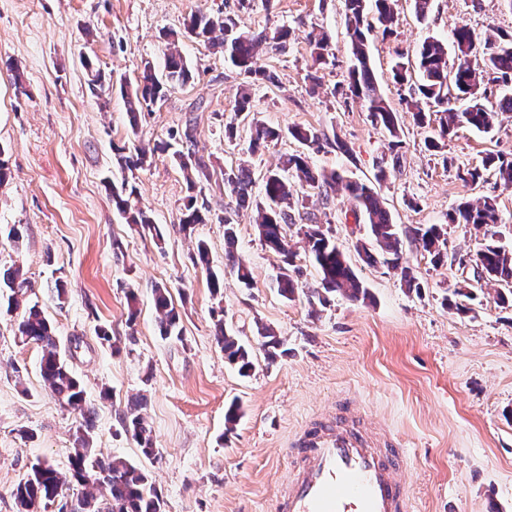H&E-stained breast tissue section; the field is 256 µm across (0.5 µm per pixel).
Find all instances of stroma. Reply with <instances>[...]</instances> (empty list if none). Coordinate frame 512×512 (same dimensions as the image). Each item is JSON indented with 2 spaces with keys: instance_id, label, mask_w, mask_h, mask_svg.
Returning <instances> with one entry per match:
<instances>
[{
  "instance_id": "35a3bbf8",
  "label": "stroma",
  "mask_w": 512,
  "mask_h": 512,
  "mask_svg": "<svg viewBox=\"0 0 512 512\" xmlns=\"http://www.w3.org/2000/svg\"><path fill=\"white\" fill-rule=\"evenodd\" d=\"M198 11L230 15L244 30L288 27L286 50L259 60L276 83L240 74L219 48L186 38L180 49L193 80L130 124L120 85L135 83L147 61L164 72L165 31ZM396 11L392 34H371L369 54L380 92L401 116L397 140L372 124L347 88L352 53L344 0H252L247 7L240 0H0V155L12 172L0 185V267L22 269L31 285L28 303L39 304L54 323L61 353L96 403L99 456L123 457L149 471L166 512H275L292 440L314 414L340 403L400 438L415 512H512V307L497 304L495 285L473 278L467 260L477 248L475 231L449 221L461 201L496 197L497 229L512 244V188L474 187L459 177L488 154L512 155V112L489 134L459 128L432 153L406 104L410 88L393 74L402 62L417 76L423 40L449 41L456 25L482 39L512 32V10L503 0H434L422 20L412 0H397ZM88 26L95 33L90 40ZM314 28L331 37L329 62L315 84L306 77ZM92 66L112 75V89L98 98L88 90ZM243 88L255 120L318 131L323 144L310 150L311 167L362 181L385 171L378 191L395 223L445 225L444 264L433 267L420 248L405 243L402 263L418 283L407 289L400 271L358 256L355 244L369 233L344 192L327 202L312 195L292 207L287 235L298 289L294 298L282 297L275 287L280 260L258 235L254 207H237L221 178L243 159L261 180L298 144L286 136L251 155L247 133L225 139ZM189 117L209 180L189 188L166 153L146 168L118 169L117 148L169 140ZM336 137L350 154L331 146ZM124 180L151 211L160 237L126 223L113 205L110 185ZM191 197L209 221L188 234L180 218ZM227 211L235 221V252L252 276L248 287L225 265L220 218ZM304 224L330 231L368 298L310 305L318 275L306 254ZM13 227L19 240L8 237ZM200 241L209 248L206 269L192 260ZM212 271L224 279L217 295L209 286ZM59 280L67 290L61 300ZM158 283L170 287L182 313L181 339L158 333L152 295ZM460 286L473 294L464 313L444 301ZM22 316L0 295V512H17L10 491L31 464L45 460L68 470L79 425L42 382L39 350L17 336ZM219 320L254 347L248 376L225 363L215 340ZM263 325L288 350L272 363L257 347ZM101 327L109 340L99 338ZM135 400L152 427L158 455L151 460L121 427ZM234 401L241 417L229 430L224 409Z\"/></svg>"
}]
</instances>
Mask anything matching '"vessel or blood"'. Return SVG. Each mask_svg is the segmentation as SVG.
Masks as SVG:
<instances>
[{
    "label": "vessel or blood",
    "instance_id": "b4317fda",
    "mask_svg": "<svg viewBox=\"0 0 512 512\" xmlns=\"http://www.w3.org/2000/svg\"><path fill=\"white\" fill-rule=\"evenodd\" d=\"M293 468L275 512H414L407 451L340 411L313 419L290 450Z\"/></svg>",
    "mask_w": 512,
    "mask_h": 512
}]
</instances>
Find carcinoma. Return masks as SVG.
Here are the masks:
<instances>
[{"mask_svg": "<svg viewBox=\"0 0 512 512\" xmlns=\"http://www.w3.org/2000/svg\"><path fill=\"white\" fill-rule=\"evenodd\" d=\"M395 0H345V24L352 46L353 61L348 71V90L351 95L362 100L369 112V118L395 138L401 130L398 113L394 112L387 100L378 92L370 66V56L366 32L372 28L368 11H374L376 22L387 31L397 22L394 10ZM221 34L218 46L224 53V61L239 69L245 75L257 80L274 81L272 75L258 65L260 53L266 48L282 51L286 48L288 30L280 29L273 33L240 29L236 22L221 14L210 15L193 13L185 19L183 28L169 30L166 37H194L205 42L212 40L215 33ZM469 42L475 44V52L482 54L483 67L476 69L471 60L456 58L453 77H448V46L435 38L423 41L419 50L418 68L420 82L414 89L419 97L440 108L443 118L439 129L425 138L430 150L442 148L457 128L469 127L479 132L490 133L497 126L498 115L512 112V92L500 98L497 109L488 108L484 102L481 86L489 81L508 84L512 82V33L500 34L496 39L478 42L474 32L465 24L452 31L451 44ZM310 58L312 64L307 79L318 81L316 70L328 63L329 37L324 33L310 36ZM192 78L185 58L176 50L170 52L165 73L157 74L150 63L143 65L141 75L135 83L121 88L122 97L127 103L130 123L136 124L137 113L143 107L156 105L166 100L170 89L187 84ZM466 99L468 106L462 110L455 102ZM195 127L185 125L179 133L181 149L173 152L179 168L186 173L190 189H195L197 179L207 177L208 166L195 152ZM288 135L303 146L320 143V135L309 128L293 126ZM282 138L278 128L252 122L249 125L248 150L255 154L270 143ZM171 148L168 142H159L151 147L135 145L122 152L116 159L122 170L143 169L150 165L158 152ZM296 174L300 184L290 179ZM494 178L495 183L512 187V157L500 153L487 155L480 168H468L461 179L476 184L484 175ZM224 188L235 199L236 205L245 207L255 203L256 226L261 241L272 252L280 256L282 265L276 284L280 295L291 298L295 292V281L291 275L295 253L283 234L284 226L294 223L288 205L295 195L310 190L323 200L330 199V193L341 189L351 200L355 211L359 212L369 226L373 247L359 242L355 245L358 253L364 255L367 264L378 263L393 269L399 267L403 255V238L407 237L430 256L434 265L444 262L447 253V239L443 226L439 224H418L400 233L399 225L392 219L390 210L381 199L372 182L350 181L336 170L313 169L308 156L303 152L286 155L281 165L269 169L262 177L261 198L253 199V179L244 166L224 169ZM112 200L128 224H138L143 230L161 236L153 218L144 208L131 204L135 187L126 183L112 185ZM206 222L205 215L195 207L194 197H189L181 218L183 231H191L196 224ZM225 257L231 269L235 270L241 283L248 286L251 276L248 270L236 262L234 255L235 228L232 219L224 217ZM453 224H465L483 232V242L479 243L473 258L474 277L477 280L499 285L497 299L501 305L512 304V248L496 239L497 224L500 223L496 199L484 197L476 202L464 201L450 215ZM308 252L318 271L319 287L312 289L311 297L325 304L329 297L339 294L357 300L368 293L363 281L358 277L346 253L336 244V239L319 224H306L302 228ZM9 290V304L19 306V297L26 294L29 285L22 277L20 269L10 267L0 270V289ZM154 301L160 313L158 328L165 339H181L182 316L174 306L168 287L157 284L153 287ZM21 340L41 350L40 375L53 393L81 422L74 435V452L70 466L63 473L47 461L32 465L26 477L12 490L17 512H40L43 505L53 498L67 497V490L74 485L83 486L87 491L77 497L74 512H166V502L151 480L150 475L138 465L121 458L101 459L93 447V433L97 409L86 398L80 381L74 376L68 362L58 350L54 330L40 309L34 303L28 306L17 325ZM261 347L268 359L285 354L282 342L267 328L259 331ZM216 340L224 353V359L238 366L243 375L252 370L250 349L218 323ZM122 425L137 443L140 453L147 457L156 455L151 429L146 417L133 408L122 417Z\"/></svg>", "mask_w": 512, "mask_h": 512, "instance_id": "obj_1", "label": "carcinoma"}]
</instances>
